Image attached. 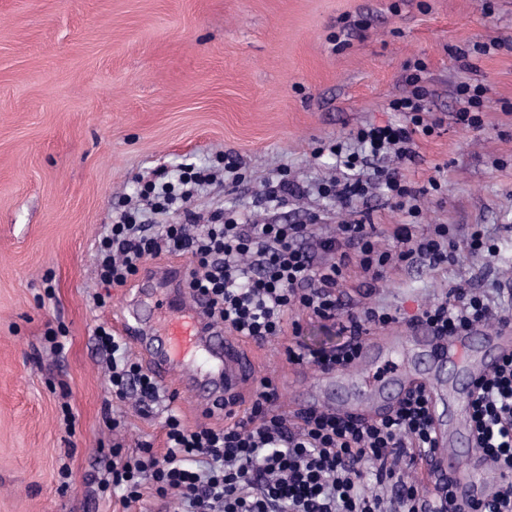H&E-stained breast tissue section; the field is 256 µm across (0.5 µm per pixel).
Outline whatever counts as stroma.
I'll use <instances>...</instances> for the list:
<instances>
[{
	"mask_svg": "<svg viewBox=\"0 0 512 512\" xmlns=\"http://www.w3.org/2000/svg\"><path fill=\"white\" fill-rule=\"evenodd\" d=\"M344 16L364 29L342 34ZM493 39L506 48L471 54ZM418 59L443 120L417 137L418 157L403 168L422 191L418 220L380 188L342 208L319 192L337 170L315 147L369 123L403 122L389 103L405 93L406 65ZM463 83L488 89L481 129L453 121ZM223 153L241 157L252 181L195 199L204 220L217 207L260 224L315 213L329 234L358 210L383 240L409 222L420 234L435 224L483 226L501 249L496 264L462 248L457 264L435 271L388 270L370 294L349 275L350 303L397 312V331L459 280L494 292L512 281V0H0V512H177L168 499L125 506L101 493L99 451L119 443L131 454L147 441L162 455L168 412L190 426L224 417L206 416L191 393L150 413L134 398L113 399L95 330L127 315L137 296L144 319L156 320L150 276L190 259L147 258L125 285L107 288L96 249L113 206L140 181ZM283 166L305 198L258 206L263 178ZM432 179L439 191L428 190ZM60 325L67 335L57 353L46 332ZM293 338L257 348L260 374L288 413L298 408L288 381L303 375L286 355ZM109 417L118 428L106 426Z\"/></svg>",
	"mask_w": 512,
	"mask_h": 512,
	"instance_id": "35a3bbf8",
	"label": "stroma"
}]
</instances>
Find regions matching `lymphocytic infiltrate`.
I'll return each mask as SVG.
<instances>
[{
  "instance_id": "lymphocytic-infiltrate-1",
  "label": "lymphocytic infiltrate",
  "mask_w": 512,
  "mask_h": 512,
  "mask_svg": "<svg viewBox=\"0 0 512 512\" xmlns=\"http://www.w3.org/2000/svg\"><path fill=\"white\" fill-rule=\"evenodd\" d=\"M423 61H415L406 78L407 92L389 103L404 123L359 128L352 144L329 147L346 169L324 187V194L349 204L380 185L409 216L418 217V194L399 171L415 162V138L432 135L442 121L427 105ZM375 162L372 178L363 168ZM243 175L240 163L225 157L221 166L183 165L176 180L158 177L140 186V206L122 205L113 212L97 248L100 281L126 284L148 257L190 255L195 265L189 285L208 298V317L241 338L265 343L300 334L299 311L336 325L341 344L312 348L287 346L290 363L335 369L355 361L370 328L397 323L386 307L350 310L343 284L358 270L367 290H374L387 269L422 264L438 268L454 261L456 245L448 227L435 225L426 236L413 225H395L393 247H379L360 220L339 224L336 234L318 233L311 224H252L223 210L200 224L191 208L205 186L234 187ZM182 213L183 223H164ZM512 319V290L493 298L462 280L445 298L420 310L411 326H426L438 336H461L482 323ZM98 347L110 371L118 399L136 395L152 409L164 390L141 364L133 362L124 338L100 326ZM277 392L261 379L239 419L223 427L185 425L175 413L164 422L165 454L150 443L139 454L108 451L110 460L101 490L124 502L155 497L178 498L182 512H512V354L504 356L479 381L471 402L470 422L478 448L500 473L501 484L489 499L462 505L447 486L423 492L411 471L435 448L434 425L423 387L408 391L398 407L379 418L342 417L331 412L275 407Z\"/></svg>"
}]
</instances>
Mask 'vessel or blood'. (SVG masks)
<instances>
[{"label":"vessel or blood","instance_id":"b4317fda","mask_svg":"<svg viewBox=\"0 0 512 512\" xmlns=\"http://www.w3.org/2000/svg\"><path fill=\"white\" fill-rule=\"evenodd\" d=\"M138 315L122 318V334L137 345L150 370L161 379L180 375L182 385L203 381L208 395L203 407L205 413L223 414L233 410L246 387L257 374V367L250 350L236 337L227 335L223 328L211 323L205 314L203 299L184 291L179 313L165 315L162 331L143 329ZM485 339L496 354L512 352V326L500 325L486 332ZM470 335L440 337L426 329H419L416 336L408 337L396 332L385 336L386 353L377 360L367 355L358 358L340 375L356 383L363 401L376 406L377 395L388 383L405 382L409 361L403 356L407 346L420 349L422 355L434 364L455 367L467 366V382L475 384L493 366L492 361L480 359L467 362ZM335 371L321 372L319 382L335 379ZM435 413L449 414L460 424H467L469 392L450 394L434 382H426ZM429 479L447 480L458 501L467 502L489 497L499 485L496 474L483 470L474 477L461 475L448 454L445 436H438L432 458L425 467Z\"/></svg>","mask_w":512,"mask_h":512}]
</instances>
